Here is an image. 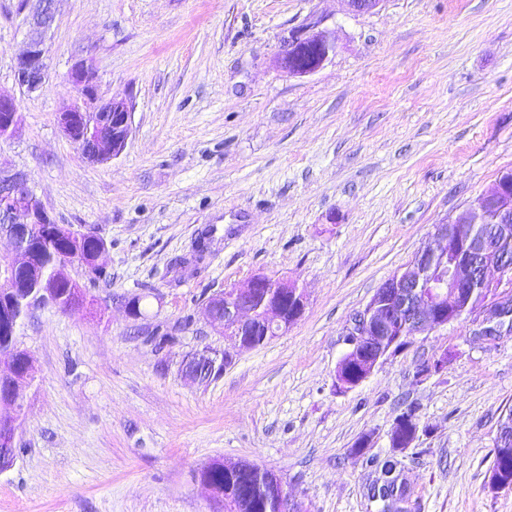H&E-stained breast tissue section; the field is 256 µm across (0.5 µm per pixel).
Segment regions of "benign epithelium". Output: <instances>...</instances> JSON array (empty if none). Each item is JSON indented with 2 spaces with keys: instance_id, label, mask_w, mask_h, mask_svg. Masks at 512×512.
<instances>
[{
  "instance_id": "7a95c632",
  "label": "benign epithelium",
  "mask_w": 512,
  "mask_h": 512,
  "mask_svg": "<svg viewBox=\"0 0 512 512\" xmlns=\"http://www.w3.org/2000/svg\"><path fill=\"white\" fill-rule=\"evenodd\" d=\"M36 2L28 24L30 27L24 52L16 57L15 77L30 94L42 91L49 78L47 35L55 20V0H22ZM337 50L335 32L314 21L289 33L278 57L279 68L292 76H305L318 71ZM76 98L62 105L57 122L61 132L75 143L85 158L102 163L118 157L125 149L132 130L133 107L125 100H104L98 96V71L88 55L69 74ZM22 121L19 102L11 94L0 91V139L12 138ZM477 224H488L490 230L479 235ZM13 244V253L0 256L8 262L9 276L21 270L32 273L37 263L39 246L46 239L66 237L79 243L96 233L90 229L75 231L57 224L34 193L26 173L0 166V235ZM512 170L504 171L494 187L471 200L458 216L433 225L424 245L411 261L396 271L373 294L368 303L351 317L346 329L349 349L340 361L337 383L352 389L367 380L375 368L397 351L402 340L474 316L485 310L490 316L478 323L477 336L512 334ZM105 248L92 258L73 249V255L59 260L54 279L67 278L66 268L81 265L94 279L106 269ZM500 273L493 282L489 269ZM56 307L52 287L43 285L17 307V299H0V316L14 317L17 310L25 315L36 309ZM207 320L224 329L233 346L243 350L254 344L248 332L254 327L264 335L278 336L288 331L305 311V293L296 284L255 274L240 286L230 288L205 303ZM228 356L203 350L186 359L182 374L200 381L209 371L224 365ZM357 369L352 375L346 365ZM34 376L32 358L25 369L12 355H0V405L11 408L0 413V470L5 472L17 457L16 441L21 429V412L26 391Z\"/></svg>"
}]
</instances>
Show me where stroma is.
<instances>
[{
	"mask_svg": "<svg viewBox=\"0 0 512 512\" xmlns=\"http://www.w3.org/2000/svg\"><path fill=\"white\" fill-rule=\"evenodd\" d=\"M50 79L15 82L26 11L0 0V90L23 124L0 164L26 172L56 223L93 229L110 283L69 276L72 315L20 329L37 380L0 512H224L199 481L215 460L271 470L305 512H382L385 460L403 512H512L489 485L512 410V335L461 320L415 337L352 389L336 383L345 331L426 241L512 169V0H55ZM336 33L323 68L291 76L282 39L310 20ZM93 56L98 95L133 106L123 153L88 162L58 129L71 67ZM307 292L287 333L240 351L204 315L254 274ZM143 295L142 315L124 300ZM190 325H183L184 317ZM177 327L155 350L154 328ZM228 352L186 380L184 360ZM445 368L416 374L424 361ZM419 431L389 433L406 405ZM371 445L354 448L362 436ZM228 355L224 352V356H219V353L203 350L196 353L194 356L187 358L182 364V374L184 377L192 381H202L208 371H214L218 367L223 366L227 361ZM224 371V366L210 377H219ZM209 377V378H210Z\"/></svg>",
	"mask_w": 512,
	"mask_h": 512,
	"instance_id": "1",
	"label": "stroma"
}]
</instances>
